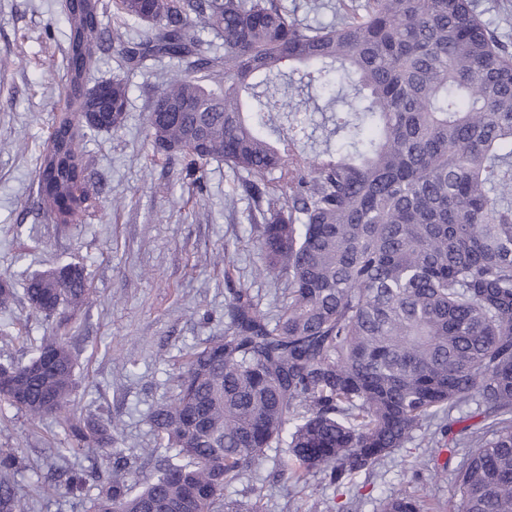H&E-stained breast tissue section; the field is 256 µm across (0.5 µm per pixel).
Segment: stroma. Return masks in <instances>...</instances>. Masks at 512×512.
<instances>
[{"label": "stroma", "mask_w": 512, "mask_h": 512, "mask_svg": "<svg viewBox=\"0 0 512 512\" xmlns=\"http://www.w3.org/2000/svg\"><path fill=\"white\" fill-rule=\"evenodd\" d=\"M115 24L111 13L103 14L92 79L123 80L127 120L81 139L91 215L82 224H58L40 202L37 175L47 134L61 116L64 0H0V278L19 285L76 261L88 288L84 302L49 319L22 295L0 309V362H26L31 341L67 336L78 359L72 408L117 423L142 480L151 472L141 454L153 445L149 414L174 395L189 347L223 335L232 289H250L271 317L282 295L277 282L257 273V227L250 220L256 207L238 176L219 159L191 172L181 157L153 158L146 116L178 64L165 57L145 68L120 62ZM69 445L55 419L33 420L0 405V448L15 451L10 481L30 512H89L95 487L69 493L52 462L59 449H69L71 461L102 480L112 463L98 450ZM429 454L412 442L358 475L352 512H377L381 497L409 487L434 502L452 499L454 476L421 475ZM281 486L267 465L234 479L225 493L261 501L265 512H326L346 501L319 476L291 497Z\"/></svg>", "instance_id": "35a3bbf8"}]
</instances>
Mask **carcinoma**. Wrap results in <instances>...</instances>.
I'll use <instances>...</instances> for the list:
<instances>
[{"mask_svg":"<svg viewBox=\"0 0 512 512\" xmlns=\"http://www.w3.org/2000/svg\"><path fill=\"white\" fill-rule=\"evenodd\" d=\"M101 0H70L65 101L73 119L49 139L79 154L67 129L88 107L102 130L126 120L127 88L82 87L100 40ZM120 24L148 27L147 49L186 63L153 101L148 136L157 153L196 169L221 158L241 186L266 202L255 241L259 273L285 284L278 313L264 314L249 289L232 293L224 335L194 345L173 399L149 420L157 466L142 484L117 425L76 416L69 405L75 358L65 337L44 336L26 363L24 395L0 402L32 419L55 417L78 448L112 458L91 512H170L193 489L189 512H262L224 494L277 450L288 491L320 475L343 487L415 435L440 445L475 405L468 433L449 447L459 458L449 512H512V52L473 0H338L336 23L311 25L282 0H113ZM223 40L201 56L189 24ZM289 71H282L283 64ZM206 73L210 83L199 77ZM316 86L347 110L308 150L295 98ZM84 178L48 162L43 200L88 196ZM74 262L31 276V304L47 316L83 301ZM16 464L0 448V512H24L10 483ZM67 489L91 478L73 463ZM407 490L379 512H430Z\"/></svg>","mask_w":512,"mask_h":512,"instance_id":"cac0c4a2","label":"carcinoma"}]
</instances>
